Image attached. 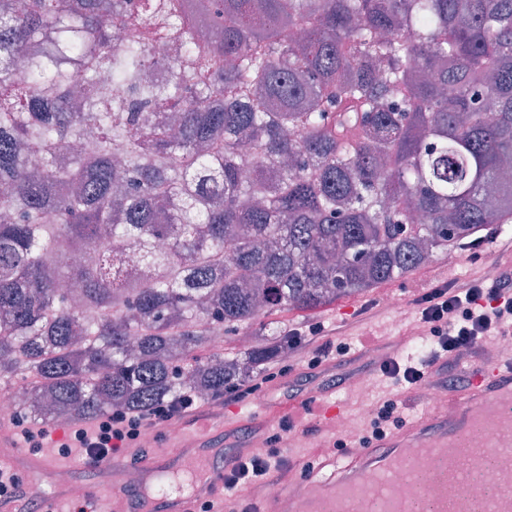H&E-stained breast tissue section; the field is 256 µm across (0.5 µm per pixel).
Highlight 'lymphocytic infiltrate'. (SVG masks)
Masks as SVG:
<instances>
[{"instance_id":"f902f5d3","label":"lymphocytic infiltrate","mask_w":512,"mask_h":512,"mask_svg":"<svg viewBox=\"0 0 512 512\" xmlns=\"http://www.w3.org/2000/svg\"><path fill=\"white\" fill-rule=\"evenodd\" d=\"M415 304L420 320L436 343L430 352L415 362H401L389 355L380 365L383 375L397 387L431 384L447 388L458 381V356L467 353L472 361L483 357L487 341L512 335V270H503L493 278H475L439 283L418 296ZM288 357L302 363L307 379L326 373L331 350L346 354V347H333L322 323L307 324L288 331ZM203 405L184 394L159 404L148 412L118 411L71 423L61 454H77L80 461L94 466L118 453L141 459L144 433H153L155 441H164L173 421L200 414ZM297 426L294 418L283 417L279 432L266 437V451L246 459H237L224 470V499L207 501L198 512H249L251 492L266 490L271 473L285 475L288 463L280 444L284 433Z\"/></svg>"}]
</instances>
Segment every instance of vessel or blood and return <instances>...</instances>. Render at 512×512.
Here are the masks:
<instances>
[{"label": "vessel or blood", "instance_id": "vessel-or-blood-1", "mask_svg": "<svg viewBox=\"0 0 512 512\" xmlns=\"http://www.w3.org/2000/svg\"><path fill=\"white\" fill-rule=\"evenodd\" d=\"M512 407V357L503 356L476 367L466 387L448 399L444 410L428 409L408 425L390 431L358 450L301 460L289 492L301 495V504H289L288 512H412L414 499H426L430 512H477L478 489L458 495L456 489L464 472L486 455L506 449L501 459L502 493L491 512H512V419L502 410ZM180 430L179 457L150 454L137 465L138 470L166 477L183 465L193 466L195 479L190 491L175 487L159 489L153 497H144L130 483V470L123 458L115 457L104 465L95 489L74 482L63 490L66 510L45 502L44 512H89V496L119 501L120 512H196L199 502L224 492V461L228 456L245 457L252 446L227 449L223 415L185 418ZM483 431L484 447L470 444L474 431ZM414 452L432 479L424 486L408 485L405 492L382 486L407 452ZM21 461L29 477L59 468L57 459L19 449L18 441L5 423H0V465Z\"/></svg>", "mask_w": 512, "mask_h": 512}]
</instances>
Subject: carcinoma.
Wrapping results in <instances>:
<instances>
[{"label":"carcinoma","mask_w":512,"mask_h":512,"mask_svg":"<svg viewBox=\"0 0 512 512\" xmlns=\"http://www.w3.org/2000/svg\"><path fill=\"white\" fill-rule=\"evenodd\" d=\"M0 209V387L32 416L221 395L288 351L270 315L512 222V0H0Z\"/></svg>","instance_id":"obj_1"}]
</instances>
